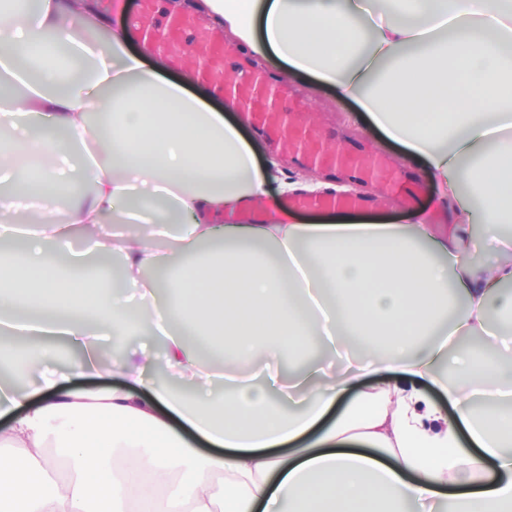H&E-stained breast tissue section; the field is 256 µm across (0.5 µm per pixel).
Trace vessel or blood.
Instances as JSON below:
<instances>
[{"label": "vessel or blood", "instance_id": "b4317fda", "mask_svg": "<svg viewBox=\"0 0 512 512\" xmlns=\"http://www.w3.org/2000/svg\"><path fill=\"white\" fill-rule=\"evenodd\" d=\"M196 38L199 46L205 48L208 63L197 72L199 79L222 84L225 94L243 101L247 106L245 114L270 143H278L282 138L296 142L298 152L295 160L301 164H315L329 170H337L348 176L382 181L390 193H398L402 177L399 169L391 167L380 158H370L362 151L350 149L341 153L326 152L317 130L303 123L286 124L282 113L276 106L277 99H289L294 114L305 111L304 102L290 98L287 87L272 89L265 74L249 65H240L234 75L224 76L226 54L219 35L214 33L194 34L188 19L173 18L167 20L158 32V43L171 55L173 62H180L184 43ZM376 203L373 196L359 194L311 198L298 196L289 199L290 208L298 210L337 208L351 211H366Z\"/></svg>", "mask_w": 512, "mask_h": 512}]
</instances>
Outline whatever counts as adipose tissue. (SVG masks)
Instances as JSON below:
<instances>
[{"instance_id":"1","label":"adipose tissue","mask_w":512,"mask_h":512,"mask_svg":"<svg viewBox=\"0 0 512 512\" xmlns=\"http://www.w3.org/2000/svg\"><path fill=\"white\" fill-rule=\"evenodd\" d=\"M192 7L281 77L353 101L449 223L304 218L269 195L237 104L163 78L107 0L1 8L0 154L16 176L0 223L20 212L33 231L0 258V310L11 338L45 341L19 360L34 383L0 387V512H512V327L491 325L512 320V0ZM72 145L92 191L62 217ZM259 199L271 220L237 222ZM152 201L150 234L98 235ZM78 233L128 284L163 268L174 297L128 306L67 275ZM478 243L498 262L472 264ZM135 325L162 337L167 384L149 352L102 361L94 335ZM189 335L224 349L223 374ZM57 339L79 356L51 367ZM104 371L118 383L69 384Z\"/></svg>"}]
</instances>
